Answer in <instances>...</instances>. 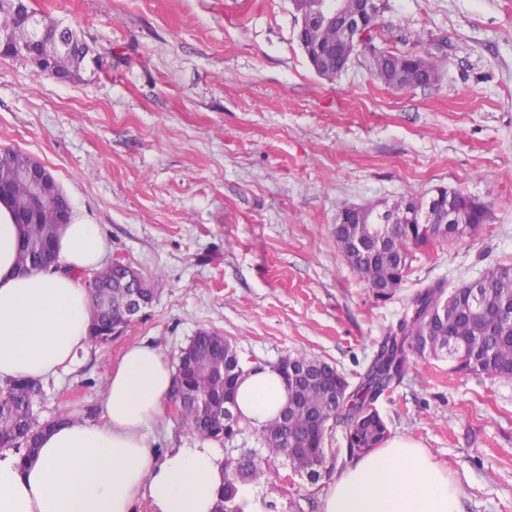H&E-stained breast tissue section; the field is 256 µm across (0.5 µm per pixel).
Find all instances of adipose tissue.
I'll list each match as a JSON object with an SVG mask.
<instances>
[{"instance_id":"adipose-tissue-1","label":"adipose tissue","mask_w":512,"mask_h":512,"mask_svg":"<svg viewBox=\"0 0 512 512\" xmlns=\"http://www.w3.org/2000/svg\"><path fill=\"white\" fill-rule=\"evenodd\" d=\"M22 229L0 201V387L46 378L73 365L90 341L87 292L73 278L99 265L98 225L75 216L55 242L59 271L19 273ZM236 409L262 428L288 402L274 369L243 364ZM175 372L148 342L126 347L108 369L102 421L68 414L33 457L0 449V512H213L222 461L212 448H178L156 459L150 435L163 422ZM464 492L411 436L395 434L340 468L325 488L322 512H461Z\"/></svg>"}]
</instances>
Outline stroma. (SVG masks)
Wrapping results in <instances>:
<instances>
[{
    "label": "stroma",
    "mask_w": 512,
    "mask_h": 512,
    "mask_svg": "<svg viewBox=\"0 0 512 512\" xmlns=\"http://www.w3.org/2000/svg\"><path fill=\"white\" fill-rule=\"evenodd\" d=\"M33 3L89 53L77 80L0 59V148L42 162L98 224L103 264L131 262L157 286L120 336L43 381L39 419L100 422L127 346L172 360L202 328L241 360L302 352L355 383L418 288L512 263V0H386L401 31L448 42L442 79L413 90L385 86L364 55L317 75L291 0ZM439 187L488 205V220L419 250L401 290L376 299L336 247L339 213ZM375 406L458 480L463 512H512V377L413 355ZM330 479L294 476L279 512H322Z\"/></svg>",
    "instance_id": "1"
}]
</instances>
